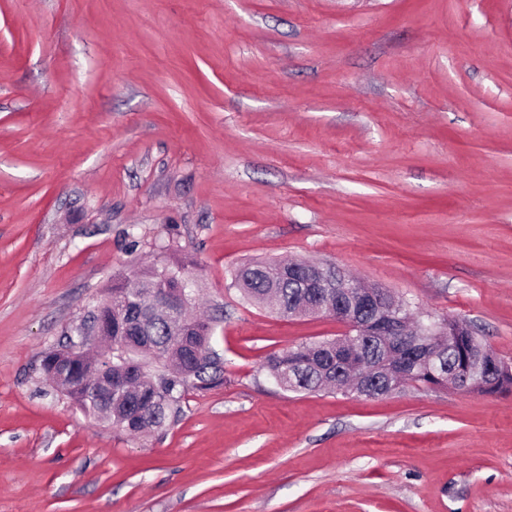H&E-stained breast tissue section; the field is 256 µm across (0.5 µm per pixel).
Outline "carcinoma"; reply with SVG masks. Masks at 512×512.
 Returning a JSON list of instances; mask_svg holds the SVG:
<instances>
[{
    "mask_svg": "<svg viewBox=\"0 0 512 512\" xmlns=\"http://www.w3.org/2000/svg\"><path fill=\"white\" fill-rule=\"evenodd\" d=\"M181 276V269L164 267L113 281L94 309L99 315L100 331L112 339V344L126 348L123 361L105 354L73 360L67 356V341L44 357V375L54 384L61 383L62 391L88 415L103 418L104 404L110 401L112 424L135 435L162 430L178 416L180 400L189 385L208 389L224 382L221 363L209 348L210 321L190 319L185 310H179L186 327L185 336L178 338L164 319L153 316L155 300L180 299ZM235 283L248 300L283 317L295 315L304 298L317 301L312 289L299 287V277L293 269H278L274 260L239 267ZM440 340L447 346L430 366L424 358L433 348L423 344L415 347L399 387L415 383L427 389H447L466 365L484 354L494 355L490 345L473 332L467 336L446 335ZM386 344L385 339L366 337L363 352L339 379L334 339L273 351L264 358L263 368L271 377L288 374V390L316 393L328 385L343 386L354 378L376 377L374 370L386 357ZM146 354L163 360L158 374L139 372L138 365ZM108 375L112 376V392L96 393L98 380Z\"/></svg>",
    "mask_w": 512,
    "mask_h": 512,
    "instance_id": "obj_1",
    "label": "carcinoma"
}]
</instances>
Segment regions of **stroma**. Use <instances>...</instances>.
<instances>
[{
  "instance_id": "obj_1",
  "label": "stroma",
  "mask_w": 512,
  "mask_h": 512,
  "mask_svg": "<svg viewBox=\"0 0 512 512\" xmlns=\"http://www.w3.org/2000/svg\"><path fill=\"white\" fill-rule=\"evenodd\" d=\"M335 264L512 364V0H0V512H512V391L273 385L342 335L241 265ZM181 266L222 385L134 437L43 356ZM336 367L335 339L273 351L263 362V368L271 377L288 372L286 390L308 393L320 392L328 385H336Z\"/></svg>"
}]
</instances>
